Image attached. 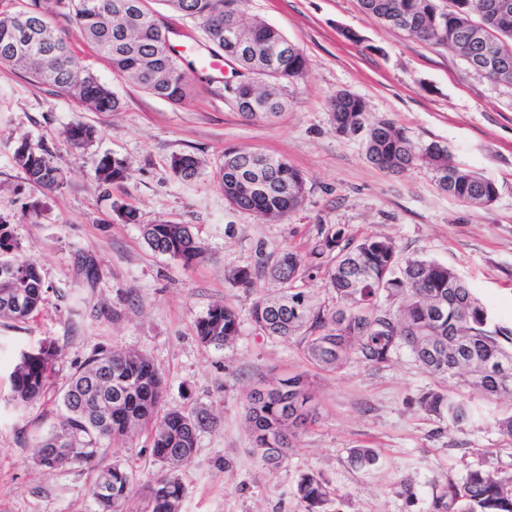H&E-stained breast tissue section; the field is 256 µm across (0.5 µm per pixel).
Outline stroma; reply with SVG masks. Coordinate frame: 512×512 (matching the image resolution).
I'll use <instances>...</instances> for the list:
<instances>
[{"label": "stroma", "instance_id": "stroma-1", "mask_svg": "<svg viewBox=\"0 0 512 512\" xmlns=\"http://www.w3.org/2000/svg\"><path fill=\"white\" fill-rule=\"evenodd\" d=\"M245 19L277 28L302 50L303 76L290 84L288 108L276 123L247 120L224 88L203 70L185 67L191 96L175 104L116 76L81 37L75 22L53 24L75 62L123 101L118 112H96L75 97L38 84L25 71L0 66V220L20 254L48 287L34 317L0 321V512H96L90 486L97 470L120 461L147 485L157 466L148 433L106 447L93 466L51 473L32 460L38 441L58 422V393L75 365L102 347L146 354L165 377L164 406L208 414L191 465L181 474L180 512H303L301 474L321 475L338 497L324 512H429L432 495L466 468L512 471V445L493 418L512 407L484 403V416L448 427L413 403L437 385L408 350L373 369L352 361L330 373L311 366L297 344L264 335L251 318L258 298L276 291L259 266L283 249L309 251L317 227L347 235L394 237L404 255L453 267L487 305L495 321L512 323V86L471 70L452 50L383 26L358 0H248ZM341 91L361 97L372 117L393 121L416 141H438L454 159L493 181L487 208L441 192L432 172L415 165L385 172L369 163L360 140L337 136L327 104ZM83 123L98 132L74 148L64 135ZM44 146L66 170L57 189L32 187L15 164L19 136ZM228 148L281 156L306 181L301 206L263 221L230 206L213 178ZM129 160L131 178L104 186L95 177L103 155ZM177 155L196 158L199 177L182 180ZM137 223L118 219V206ZM159 221L190 225L206 257L187 266L157 254L140 227ZM256 269L250 287L227 276ZM231 303L239 334L220 349L202 345L195 322L214 304ZM52 343L61 350L44 398L16 407L9 380L20 351ZM306 374L316 415L275 469L250 451L245 404L259 382ZM380 454L365 472L350 448ZM412 479L404 492L403 479Z\"/></svg>", "mask_w": 512, "mask_h": 512}]
</instances>
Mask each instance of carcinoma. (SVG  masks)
<instances>
[{
	"mask_svg": "<svg viewBox=\"0 0 512 512\" xmlns=\"http://www.w3.org/2000/svg\"><path fill=\"white\" fill-rule=\"evenodd\" d=\"M125 0H30L27 9L0 13V65L27 70L37 81L79 98L97 112H117L121 99L88 70L78 67L67 42L49 25L57 11L70 17L83 36L106 58L115 74L145 91L181 102L190 95L180 60L171 53L166 30L150 14L143 0L134 8H119ZM171 10L195 20L215 50H224L225 21L243 19L247 0H164ZM500 0H360L363 11L389 28L417 39L445 46L462 59L491 56L499 67L486 77L512 85V7ZM245 38L263 48L264 56L240 57L239 67L256 78L237 85L232 99L246 119H263L252 104L268 103L273 117L286 106L284 90L300 78L306 61L278 29L267 24L243 25ZM330 120L340 137L363 140L366 159L387 172L422 164L433 173L438 189L459 202L488 207L497 198L494 182L456 164L448 147L437 141L411 140L394 122L373 119L365 101L348 92L328 102ZM75 148L96 139V130L76 124L66 131ZM15 163L36 188L63 185L64 172L49 151L19 138ZM173 171L192 180L199 165L190 155L172 158ZM132 164L123 158L103 157L95 177L104 184L131 177ZM215 178L233 207L263 220H275L296 210L305 193L302 173L282 157L228 149ZM151 250L191 265L204 248L186 224L162 221L142 225ZM10 227L0 220V320L26 322L38 311L48 286L36 264L16 252ZM324 275L333 305L315 303L296 282ZM279 285L275 295L257 299L251 309L255 325L267 336L296 341L307 360L334 372L350 359L382 367L400 349L438 380H455L456 389H429L417 407L448 426L462 428L482 410L467 393L486 398L512 399V327L493 323L484 304L450 266L405 256L391 237L373 234L353 238L334 225L322 224L315 245L304 257L285 249L269 268ZM25 294L22 307L13 303ZM195 330L205 346L221 348L239 332L238 313L226 302L208 309ZM61 355L52 344L35 352L23 351L10 372L13 401L23 406L42 396L48 373ZM268 391L248 395L245 417L252 452L263 466L278 467L293 442L313 420L314 407L302 374L267 383ZM59 423L36 448L33 461L53 470L75 463H92L106 442L118 443L135 432L150 435L152 456L159 470L148 485L141 512H179L183 494L177 472L191 465L198 432L209 418L193 411L163 409L165 382L146 356L112 347L93 352L66 380L61 391ZM56 448L64 455L50 460ZM351 462L364 471L378 464L373 448L349 450ZM110 495L96 492L101 481ZM98 512H126L137 496L136 478L114 464L99 471L90 486ZM305 512H323L336 496L321 476L306 473L297 485ZM432 512H512V474L471 467L460 481L448 479L435 492Z\"/></svg>",
	"mask_w": 512,
	"mask_h": 512,
	"instance_id": "1",
	"label": "carcinoma"
}]
</instances>
